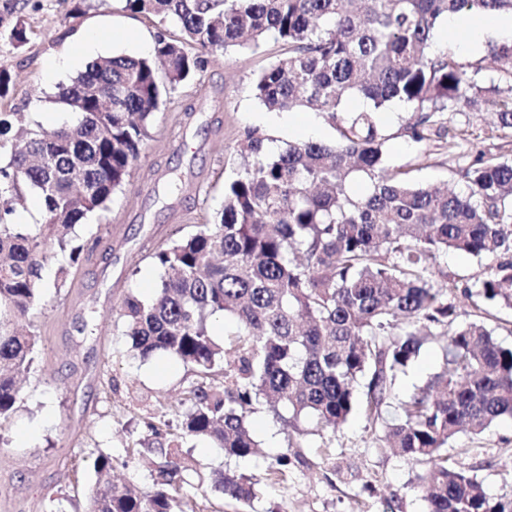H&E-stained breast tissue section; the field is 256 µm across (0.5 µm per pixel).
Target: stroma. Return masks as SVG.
<instances>
[{"instance_id": "stroma-1", "label": "stroma", "mask_w": 512, "mask_h": 512, "mask_svg": "<svg viewBox=\"0 0 512 512\" xmlns=\"http://www.w3.org/2000/svg\"><path fill=\"white\" fill-rule=\"evenodd\" d=\"M75 2L24 0L28 43L17 49L0 41V68L15 79L16 111L48 129L70 117L55 95L89 62L82 47L90 24L127 32L121 40L105 37L97 50L101 57L141 56L143 36L159 29L156 19L126 11L123 0H85L76 19ZM286 52L271 39L255 50L228 52L171 92L125 186L83 228L84 237L96 240L95 250L72 268L61 289L55 286L59 260L45 266L48 300L30 321L39 338L36 362L24 381L23 406L0 431V512H75L70 500L82 498L94 483L92 460L100 452L112 458L115 483L151 487L152 464L130 450L148 423L180 424L190 372L163 353L132 356L112 308L131 291L150 298L161 275L155 252L214 220L224 185L241 164L237 146L244 129H259L276 148L307 141L293 126L301 110L267 111L252 92L255 75ZM411 118L398 104L382 113L386 168L418 184L465 192L460 171L487 147L496 121L491 104L479 100L466 111L445 113L444 126L456 136L452 143L405 136ZM437 263L455 282L450 297L458 322L482 315L500 344L512 348V308L486 304L478 310L464 295L483 278L488 258L451 251ZM442 363L440 339L428 337L401 378L399 395L423 385ZM249 422L261 456L229 459L205 439L177 449L178 458L198 471L231 469L255 482V495L244 505L208 485L189 490L193 512H427L417 486L425 464L385 448L362 416L351 417L337 433L304 436L264 406ZM288 450L294 460L287 475L272 479L268 457ZM448 461L476 475L491 498H511L512 418H501L478 438L459 434ZM57 490L62 500L49 502L48 493Z\"/></svg>"}]
</instances>
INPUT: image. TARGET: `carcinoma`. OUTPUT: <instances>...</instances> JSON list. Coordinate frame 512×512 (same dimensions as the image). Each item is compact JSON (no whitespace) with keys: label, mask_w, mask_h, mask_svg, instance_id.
Listing matches in <instances>:
<instances>
[{"label":"carcinoma","mask_w":512,"mask_h":512,"mask_svg":"<svg viewBox=\"0 0 512 512\" xmlns=\"http://www.w3.org/2000/svg\"><path fill=\"white\" fill-rule=\"evenodd\" d=\"M133 14L173 22L153 54L112 56L88 64L58 100L73 118L48 131L0 110V428L24 394L18 378L36 361L38 337L19 327L46 302L42 271L62 253L72 264L95 248L77 228L107 209L140 156L164 96L204 71L216 50L257 47L267 37L288 55L261 70L253 93L269 111L306 108L335 124L338 145L290 144L273 151L246 129L244 164L225 184L213 224L160 248L153 295H126L117 324L141 356L164 352L190 366L181 432L150 424L139 454L160 459L153 488L112 484V458L99 454L85 512H183L190 484L170 458L189 438L206 437L227 457L261 453L248 417L266 402L294 429L305 418L331 428L358 413L380 441L429 465L419 477L428 512H512V498L492 500L477 476L448 463L462 432L479 437L512 417V349L476 319L455 324L448 250L493 264L468 297L512 308V163L481 154L462 170L461 194L416 185L384 167L388 141L377 114L405 104L415 114L405 132L421 141L444 112H463L485 88L454 53L433 48L452 13H512V0H124ZM28 41L12 0L0 5V34ZM497 84L512 92V44L492 52ZM0 70V107L14 96ZM354 93L369 104L342 107ZM360 178L366 191L357 195ZM43 222L16 221L29 197ZM235 331L218 344L214 318ZM446 337L444 368L383 417L398 377L418 356L422 330ZM212 487L233 502L254 484L216 471Z\"/></svg>","instance_id":"carcinoma-1"}]
</instances>
